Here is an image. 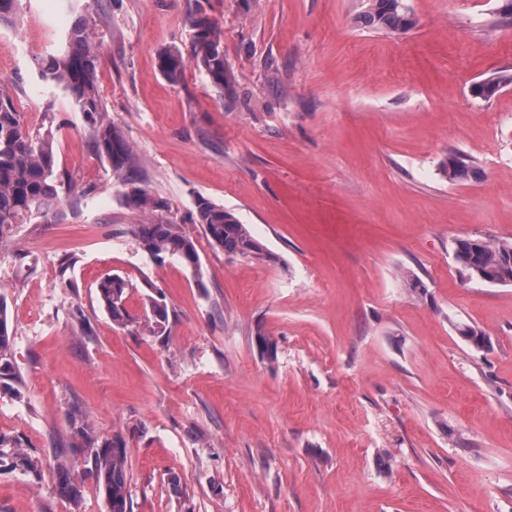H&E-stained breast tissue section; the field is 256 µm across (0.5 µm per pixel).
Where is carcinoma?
I'll use <instances>...</instances> for the list:
<instances>
[{
	"label": "carcinoma",
	"instance_id": "cac0c4a2",
	"mask_svg": "<svg viewBox=\"0 0 512 512\" xmlns=\"http://www.w3.org/2000/svg\"><path fill=\"white\" fill-rule=\"evenodd\" d=\"M20 0H0V25H12L18 13ZM366 28L388 34H399L411 29L414 20L405 0H367L366 7L357 16ZM192 32L193 59L207 75L219 97L229 91L227 65L221 30L201 7L189 13ZM64 49L36 61L39 77L46 83L62 88L81 112L91 128L94 147L120 177L138 167L132 147L114 124L103 118V105L97 85L98 56L93 46L88 23L80 19L66 32ZM186 64L177 50H168L160 56V70L172 85L182 81ZM55 154L50 133H32L24 125L23 113L16 110L10 96L0 93V244L12 238L13 228L28 224L35 218L47 219L59 204L55 174ZM440 175L452 182H467L478 173V163L456 150L448 152L440 163ZM125 204L142 213H157L169 208L168 202L149 190L133 186L123 193ZM197 223L209 244L224 250L235 258L265 260L269 258L261 244L232 212L209 200L197 202ZM132 234L152 258L164 260L170 256L185 267L200 268V254L196 240L182 231L178 224H136ZM452 257L462 276L476 277L479 269L489 276L494 285H512V242L487 238H460L452 245ZM129 284L120 276H112L98 283L97 291L112 320L121 327L131 325L124 306ZM145 311V330L152 335L167 331L168 310L161 300L148 297ZM457 334L477 350L492 346L491 337L478 325L458 320L453 323ZM253 343L262 359L274 363L278 359L276 337L258 325L252 335ZM12 338L6 307L0 298V378H13L16 372L11 362ZM74 438L81 441L91 459V475L102 488L108 512H130L126 481V448L113 441L97 444L92 427L83 413H71ZM21 471L41 477L40 466L19 443L0 435V470ZM57 491L78 503L80 494L72 482L68 455L61 452L54 466Z\"/></svg>",
	"mask_w": 512,
	"mask_h": 512
}]
</instances>
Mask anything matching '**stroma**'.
Wrapping results in <instances>:
<instances>
[{
  "label": "stroma",
  "mask_w": 512,
  "mask_h": 512,
  "mask_svg": "<svg viewBox=\"0 0 512 512\" xmlns=\"http://www.w3.org/2000/svg\"><path fill=\"white\" fill-rule=\"evenodd\" d=\"M407 3L415 27L388 35L357 23L364 0H205L236 90L224 99L193 59L195 0H22L21 25L0 27V90L51 131L82 195L0 247L18 375L0 382V434L41 463L0 473V512H108L85 451L70 456L80 507L55 488L74 408L98 442L125 445L130 512H512V285L461 278L452 259L460 237L512 240V86L469 93L512 71V19L501 0ZM81 18L106 118L168 201L161 221L197 240L199 273L141 249L145 215L37 75ZM174 48L177 85L158 66ZM451 150L479 175L443 179ZM201 196L269 260L210 246ZM114 274L134 317L162 292L165 335L113 322L97 284ZM459 319L491 349L468 346ZM457 334L477 350H486L492 346L491 337L478 325L457 320L453 323ZM252 339L263 360L268 363L277 361L279 344L275 336L269 334L263 326L259 325L254 329Z\"/></svg>",
  "instance_id": "stroma-1"
}]
</instances>
